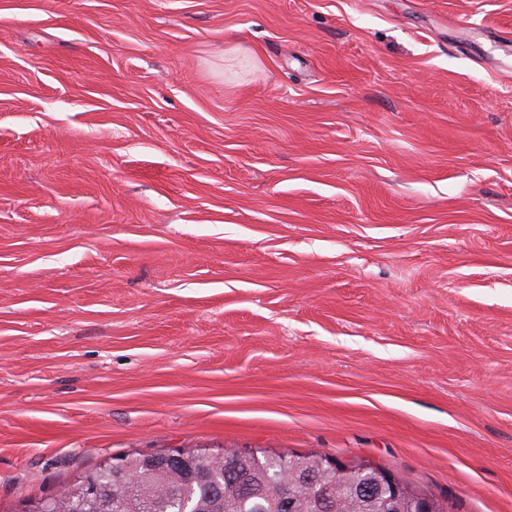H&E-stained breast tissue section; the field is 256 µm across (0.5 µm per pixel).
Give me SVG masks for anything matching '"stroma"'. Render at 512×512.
Masks as SVG:
<instances>
[{
    "label": "stroma",
    "instance_id": "obj_1",
    "mask_svg": "<svg viewBox=\"0 0 512 512\" xmlns=\"http://www.w3.org/2000/svg\"><path fill=\"white\" fill-rule=\"evenodd\" d=\"M184 448L512 512V0H0V512ZM368 479H372L367 481L365 484L360 485V489H366L370 492L378 491V492H388L390 493V497L393 492L392 498L395 500H400L401 493L405 492L404 488L400 485H397L393 482V479H390L389 475L377 473V476L366 475ZM392 490V491H390Z\"/></svg>",
    "mask_w": 512,
    "mask_h": 512
}]
</instances>
